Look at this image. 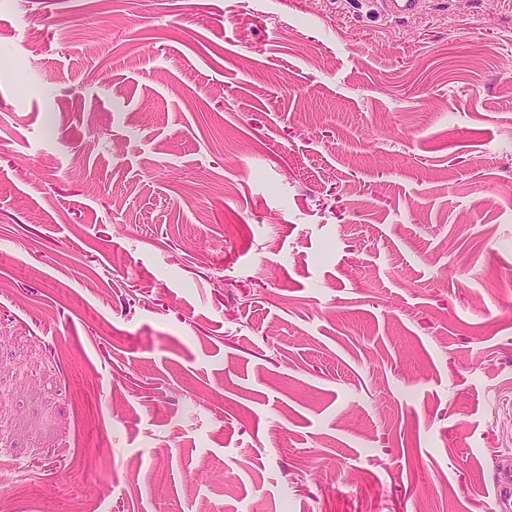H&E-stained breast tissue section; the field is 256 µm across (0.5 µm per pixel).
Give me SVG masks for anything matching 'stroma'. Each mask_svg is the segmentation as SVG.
<instances>
[{
	"instance_id": "1",
	"label": "stroma",
	"mask_w": 512,
	"mask_h": 512,
	"mask_svg": "<svg viewBox=\"0 0 512 512\" xmlns=\"http://www.w3.org/2000/svg\"><path fill=\"white\" fill-rule=\"evenodd\" d=\"M512 0H0V512H498ZM378 12L393 19L414 16L418 9L419 0H370Z\"/></svg>"
}]
</instances>
